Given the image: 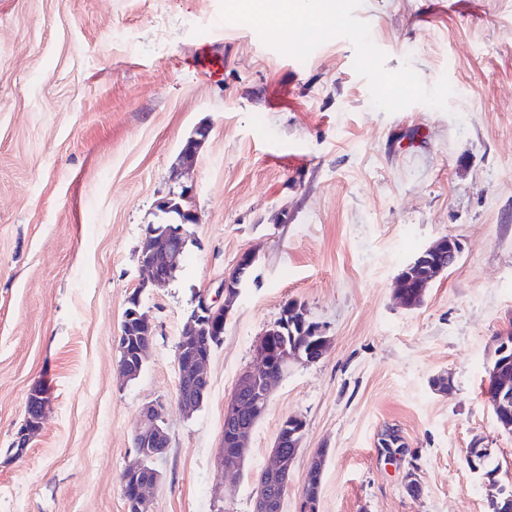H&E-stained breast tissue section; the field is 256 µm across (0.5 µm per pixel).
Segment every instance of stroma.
Masks as SVG:
<instances>
[{
    "label": "stroma",
    "mask_w": 512,
    "mask_h": 512,
    "mask_svg": "<svg viewBox=\"0 0 512 512\" xmlns=\"http://www.w3.org/2000/svg\"><path fill=\"white\" fill-rule=\"evenodd\" d=\"M342 6L363 35L246 15L228 33L229 0H0V512H127L120 477L155 401L170 446L150 512H252L291 415L305 431L283 512H299L321 448L319 512H487L475 444L512 484V434L484 397L493 338L512 329V0ZM361 38L381 51L369 68ZM203 47L221 78L195 70ZM385 80L403 96L381 101ZM185 186L199 217L185 261L142 287L146 228ZM446 235L458 263L401 307L397 274ZM248 250L208 397L184 415L183 323ZM136 289L156 335L126 383L116 342ZM289 300L331 347L276 384L244 467L219 470L225 406ZM36 385L53 396L44 428L10 457ZM389 430L401 454L381 448Z\"/></svg>",
    "instance_id": "1"
}]
</instances>
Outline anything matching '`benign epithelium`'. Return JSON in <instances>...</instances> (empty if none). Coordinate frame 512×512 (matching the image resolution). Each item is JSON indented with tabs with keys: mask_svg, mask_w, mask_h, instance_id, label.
Returning <instances> with one entry per match:
<instances>
[{
	"mask_svg": "<svg viewBox=\"0 0 512 512\" xmlns=\"http://www.w3.org/2000/svg\"><path fill=\"white\" fill-rule=\"evenodd\" d=\"M209 135V128L199 126L186 140L182 154L185 157L195 155L203 146ZM159 208L166 214L163 222L152 224L148 227L145 242L138 253V263L147 272V280L142 282L136 292L129 295L127 303L131 305L129 313L124 317L121 335H127L129 328L134 327L138 333L146 338L144 347L138 352V359L132 360L127 350V342H117L119 353L118 372L131 380L139 376L143 361L146 360L150 350L155 326L141 313L140 293L148 285L162 286L169 278L172 268L180 263L189 233L188 228L199 223L195 211L186 209L175 203V199L163 200ZM462 252L461 242L451 236H444L425 250L432 255L448 256V263L437 262L428 266L422 278L414 282L396 280L398 296L405 306H414L415 299L425 298L428 289L436 276L453 265ZM256 254L246 251L240 255L232 274L225 277L217 287V298L210 299L202 294L198 297L197 304L187 317L182 334L176 346V362L179 369V380L193 385V390L177 397L181 410L187 414L197 411L203 404L207 390L208 380L205 375L207 363L211 357L215 345L223 340L224 327L215 323L219 314L231 312V301L239 295V290H231L234 282L244 276L245 269L255 262ZM412 288L414 293L408 295L404 289ZM286 322L278 320L270 325L261 335L255 345L254 367L244 371L239 379L224 410V428L233 431L237 444V455L224 456L219 452L217 459L218 468L222 469L239 464L245 457L249 441L253 432L254 422L264 413L269 404L272 383L288 371V367L294 363L307 361L314 363L319 361L332 344V337L326 335V329L318 322L312 323V333L318 336V342L314 348L302 356L300 351L287 346L279 350L280 368H272L271 341L283 335L281 328ZM496 382L486 389V398L490 404L500 402L502 394L508 386L507 371L500 368L495 371ZM51 398L48 391L35 386L30 391L26 405L28 412L20 426L13 434L10 450L17 457L22 456L34 437L42 430L46 410ZM169 446V436L163 425L162 403H151L142 409L141 419L134 434V448L136 460L128 465L123 475L136 479L132 488L136 512H149L148 505L150 494L160 481L158 471H153V476L142 477L147 469L148 462L154 460L159 452L165 451ZM283 440L276 437L271 450V463L266 471L281 478L280 494L277 503L273 505V512H281L284 495L288 489V480L295 455H285L282 451Z\"/></svg>",
	"mask_w": 512,
	"mask_h": 512,
	"instance_id": "7a95c632",
	"label": "benign epithelium"
}]
</instances>
